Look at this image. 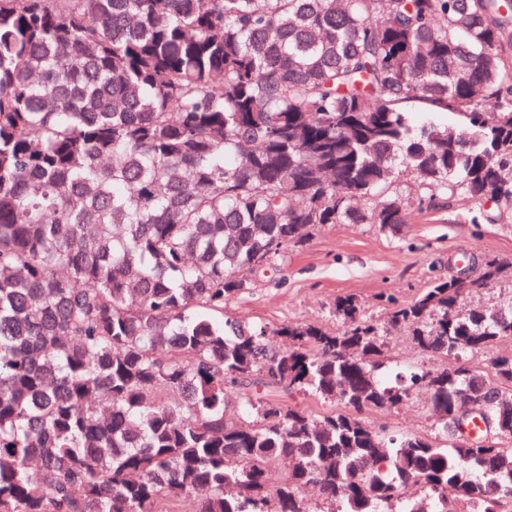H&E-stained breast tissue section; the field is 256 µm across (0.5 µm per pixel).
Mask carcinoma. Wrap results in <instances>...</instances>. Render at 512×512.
<instances>
[{
  "label": "carcinoma",
  "mask_w": 512,
  "mask_h": 512,
  "mask_svg": "<svg viewBox=\"0 0 512 512\" xmlns=\"http://www.w3.org/2000/svg\"><path fill=\"white\" fill-rule=\"evenodd\" d=\"M507 0H0V512H512V297L224 302L326 224L512 210ZM459 125L417 124L409 106ZM408 331L442 362L388 379ZM428 394L433 436L363 416ZM311 394L340 407L314 416ZM483 402L479 442L448 416ZM316 487L311 499L305 489Z\"/></svg>",
  "instance_id": "obj_1"
}]
</instances>
